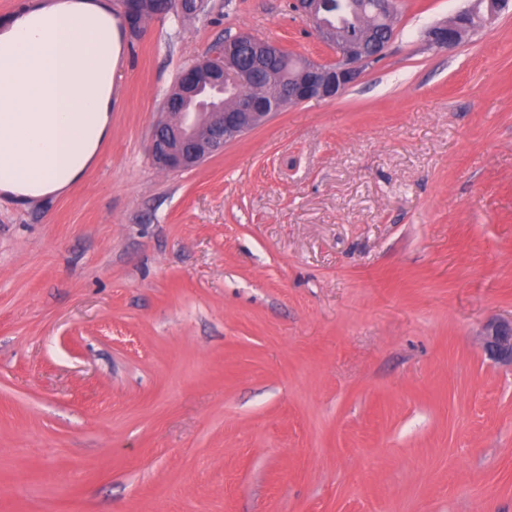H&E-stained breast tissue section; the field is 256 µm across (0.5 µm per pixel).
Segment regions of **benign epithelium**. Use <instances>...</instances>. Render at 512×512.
Here are the masks:
<instances>
[{
    "instance_id": "benign-epithelium-1",
    "label": "benign epithelium",
    "mask_w": 512,
    "mask_h": 512,
    "mask_svg": "<svg viewBox=\"0 0 512 512\" xmlns=\"http://www.w3.org/2000/svg\"><path fill=\"white\" fill-rule=\"evenodd\" d=\"M160 3L166 11L175 3L182 14H197L207 6V0H122L123 20L129 32L138 34L147 20L162 14L164 10L157 8ZM352 6L359 13L370 7L394 25L393 0H356ZM295 7L314 25L320 38L336 50L338 60L324 65L305 62L300 77L289 82L281 98L269 106L259 98L239 97L234 108L226 109L224 100L215 103L203 94L213 90L222 95L246 85L250 71L235 62L239 44L225 43L226 63L206 59L181 71L177 87L184 111L162 113L152 129L149 154L156 168L168 172L195 168L224 152L229 142L265 123L271 111L311 99H333L358 81L368 61L361 43L337 40V32L319 20V0H296ZM470 17L471 9L467 8L450 21L430 26L424 32L425 42L438 50L457 45L470 27ZM483 340L492 356L512 364V319L489 321L483 329Z\"/></svg>"
}]
</instances>
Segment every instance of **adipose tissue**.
<instances>
[{
  "instance_id": "adipose-tissue-1",
  "label": "adipose tissue",
  "mask_w": 512,
  "mask_h": 512,
  "mask_svg": "<svg viewBox=\"0 0 512 512\" xmlns=\"http://www.w3.org/2000/svg\"><path fill=\"white\" fill-rule=\"evenodd\" d=\"M121 39L107 0H32L0 22V196L83 178L112 136Z\"/></svg>"
}]
</instances>
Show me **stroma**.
<instances>
[{"instance_id": "obj_1", "label": "stroma", "mask_w": 512, "mask_h": 512, "mask_svg": "<svg viewBox=\"0 0 512 512\" xmlns=\"http://www.w3.org/2000/svg\"><path fill=\"white\" fill-rule=\"evenodd\" d=\"M398 0L386 56L183 172L151 130L248 33L336 59L292 0L124 35L112 137L0 199V512H512V11ZM480 2L478 10L472 15L471 24V8L457 13L452 20L434 24L424 32V40L428 45L435 47L438 50L447 49L460 43L462 35L466 29L471 25L475 27L484 18L483 10L487 11V3L490 14L499 16L505 11L510 0H473ZM487 1V3H486ZM487 11V14L490 15ZM491 16V15H490ZM482 335L485 348L492 356L512 364V317L489 321Z\"/></svg>"}]
</instances>
